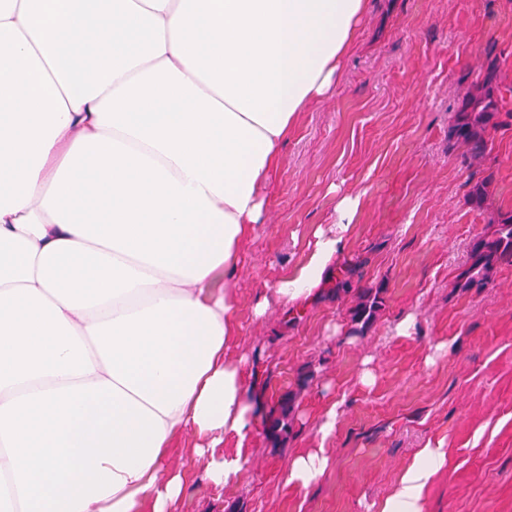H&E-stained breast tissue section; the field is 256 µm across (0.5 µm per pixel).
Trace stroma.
<instances>
[{
  "mask_svg": "<svg viewBox=\"0 0 512 512\" xmlns=\"http://www.w3.org/2000/svg\"><path fill=\"white\" fill-rule=\"evenodd\" d=\"M499 60L497 93L512 105V0H368L332 95L301 113L272 178L265 223L243 242L224 288L241 332L227 355L267 411L288 405L287 428L224 442L248 466L215 488L207 462L180 439L167 462L186 485L172 512H378L426 444L448 458L425 512H512V264L484 288L458 287L473 243L512 211V118L486 128L483 158L451 136L463 98ZM487 195L475 203V184ZM358 196L340 262L307 314L262 317L260 294L337 223L336 200ZM381 301L366 327L352 320L363 289ZM407 335L395 328L405 318ZM343 399L336 432L320 440L326 407ZM324 448L329 464L307 488L288 462Z\"/></svg>",
  "mask_w": 512,
  "mask_h": 512,
  "instance_id": "35a3bbf8",
  "label": "stroma"
}]
</instances>
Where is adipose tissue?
Here are the masks:
<instances>
[{"mask_svg":"<svg viewBox=\"0 0 512 512\" xmlns=\"http://www.w3.org/2000/svg\"><path fill=\"white\" fill-rule=\"evenodd\" d=\"M367 0H0V502L10 512H168L164 462L262 402L225 351L232 277L296 120L332 91ZM360 200L285 273L301 312L335 274ZM425 446L378 512H424Z\"/></svg>","mask_w":512,"mask_h":512,"instance_id":"obj_1","label":"adipose tissue"}]
</instances>
